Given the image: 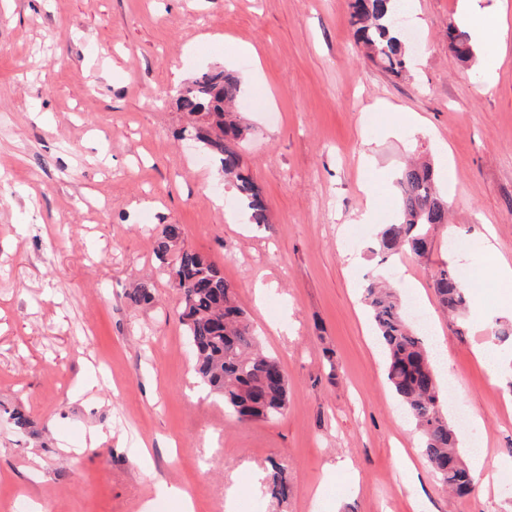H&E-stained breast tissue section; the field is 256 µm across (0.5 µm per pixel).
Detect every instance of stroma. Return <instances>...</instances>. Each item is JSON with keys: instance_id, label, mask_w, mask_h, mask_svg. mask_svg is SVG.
<instances>
[{"instance_id": "obj_1", "label": "stroma", "mask_w": 512, "mask_h": 512, "mask_svg": "<svg viewBox=\"0 0 512 512\" xmlns=\"http://www.w3.org/2000/svg\"><path fill=\"white\" fill-rule=\"evenodd\" d=\"M349 16L350 0H0V512H179L173 485L194 512H225L230 490L234 512H512V485L459 497L436 481L364 302L374 274L415 301L450 357L437 372L465 459L512 470V372L475 354L512 323V284L484 249L449 246L490 236L512 263V33L464 63L446 37L457 0H411L419 46L397 76ZM212 68L243 83L268 224L177 137L178 91ZM412 113V134L386 136ZM411 156L435 166L450 221L427 258L385 261L375 237ZM166 224L282 361L278 420L240 422L198 383L179 292L155 274ZM444 263L470 284L463 314L430 286ZM150 277L155 303L132 304ZM273 458L284 503L252 489Z\"/></svg>"}]
</instances>
